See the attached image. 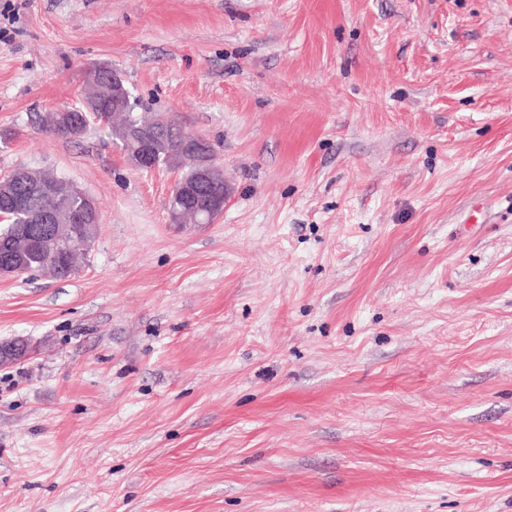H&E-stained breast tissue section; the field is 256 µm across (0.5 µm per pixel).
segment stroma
<instances>
[{
	"label": "stroma",
	"instance_id": "obj_1",
	"mask_svg": "<svg viewBox=\"0 0 512 512\" xmlns=\"http://www.w3.org/2000/svg\"><path fill=\"white\" fill-rule=\"evenodd\" d=\"M121 69L231 193L39 118ZM101 207L0 277V512H512V0H0V178ZM188 131V130H187ZM180 131L179 150L185 165L192 170L189 182L176 184L169 201L170 215L176 224L186 216L195 224H210L224 211L229 189L224 182V169L216 163L210 142L202 136ZM31 352L30 342L25 338H15L0 343V366L16 364L26 359Z\"/></svg>",
	"mask_w": 512,
	"mask_h": 512
}]
</instances>
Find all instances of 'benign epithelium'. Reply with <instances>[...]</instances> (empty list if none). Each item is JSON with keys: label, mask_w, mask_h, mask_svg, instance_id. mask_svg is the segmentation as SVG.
Returning a JSON list of instances; mask_svg holds the SVG:
<instances>
[{"label": "benign epithelium", "mask_w": 512, "mask_h": 512, "mask_svg": "<svg viewBox=\"0 0 512 512\" xmlns=\"http://www.w3.org/2000/svg\"><path fill=\"white\" fill-rule=\"evenodd\" d=\"M126 93L121 73L109 65L92 68L83 95L94 100L112 98L117 104ZM172 122H148V126L123 128L119 138L127 143L137 142L135 154L129 157L137 169L151 171L153 149L159 140L166 139L165 131ZM179 150L185 165L192 170L193 177L182 182L172 191L173 202L169 208L172 221L182 222L186 216L196 224H210L215 215L224 211L229 189L224 182V169L216 163L210 142L202 136L180 131ZM82 198L84 208L75 210L70 206L74 198ZM0 200L19 211H28L34 202H39L37 217L33 224H18L11 239L0 244V276H19L23 273L27 255L40 252L50 258L43 270L52 275L59 271L58 260L63 244L81 247L86 240L85 228L99 220L98 202L84 193L74 183L64 182L40 170L19 168L8 178L0 180ZM31 352L30 342L15 338L0 343V366L16 364L26 359Z\"/></svg>", "instance_id": "1"}]
</instances>
